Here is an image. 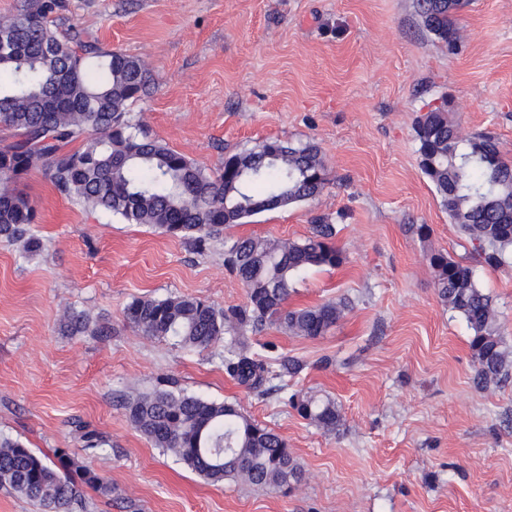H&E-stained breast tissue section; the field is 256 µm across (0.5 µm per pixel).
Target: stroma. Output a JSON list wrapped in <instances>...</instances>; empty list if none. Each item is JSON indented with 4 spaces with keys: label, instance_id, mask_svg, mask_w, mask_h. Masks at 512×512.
I'll return each instance as SVG.
<instances>
[{
    "label": "stroma",
    "instance_id": "1",
    "mask_svg": "<svg viewBox=\"0 0 512 512\" xmlns=\"http://www.w3.org/2000/svg\"><path fill=\"white\" fill-rule=\"evenodd\" d=\"M57 31L145 62L149 91L133 116L206 171L266 139L319 145L331 182L315 200L266 211L197 245L57 194L43 171L18 188L38 210L44 249L0 244V434L40 456L78 451L76 424L103 434L82 462L110 493L84 488L83 512H512V382L476 389L470 330L434 289L429 256L473 265L512 345V267L474 264L471 245L422 172L414 121L453 99L463 135L489 133L512 155V0H464L458 51L421 27L415 0H63ZM340 224L344 262L294 283L288 304L348 298L324 336L270 328L269 363L305 369L288 388L331 396L327 432L224 371L222 346L200 352L124 321L136 297L244 304L224 266L241 236L303 240L317 215ZM430 227L428 238L409 232ZM101 336H69L66 311ZM238 402L275 429L305 477L290 494L213 484L161 453L126 418L125 398L162 379Z\"/></svg>",
    "mask_w": 512,
    "mask_h": 512
}]
</instances>
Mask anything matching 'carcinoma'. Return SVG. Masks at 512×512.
Wrapping results in <instances>:
<instances>
[{
	"mask_svg": "<svg viewBox=\"0 0 512 512\" xmlns=\"http://www.w3.org/2000/svg\"><path fill=\"white\" fill-rule=\"evenodd\" d=\"M423 28L448 46L458 41L454 14L461 0H417ZM59 0H34L0 17V128L13 141L0 146V242L25 253L42 251L38 213L17 183L45 172L55 190L91 212L116 215L170 237L202 243L256 214L313 200L330 184L320 147L264 140L224 158L209 174L183 153L146 132L129 107L148 88L145 63L119 51L88 47L78 54L61 38L53 14ZM445 100L415 120L419 165L448 215L472 244V257L500 268L512 255V161L496 137L462 136ZM80 142L75 149L67 146ZM332 218L318 215L302 241L243 237L224 246V264L246 288L243 306L226 310L193 297H136L127 324L144 336L173 338L189 350L224 346V369L239 384L265 395L282 391L304 364L289 358L269 366L251 351V336L277 327L293 336L326 334L348 309L345 301L288 309L295 277L336 268L343 253ZM441 303L470 329L473 383L480 388L512 380V351L498 325L493 298L473 269L443 252L429 256ZM63 330L79 336L89 319L77 311ZM287 404L327 431L341 422L335 399L293 393ZM130 424L154 447L171 453L205 479L242 481L286 494L303 478L288 441L253 420L235 402L157 387L126 402ZM85 449L108 440L82 431ZM110 490L104 478L67 449L46 461L20 440L0 435V487L38 504L43 512H74L81 488Z\"/></svg>",
	"mask_w": 512,
	"mask_h": 512,
	"instance_id": "1",
	"label": "carcinoma"
}]
</instances>
